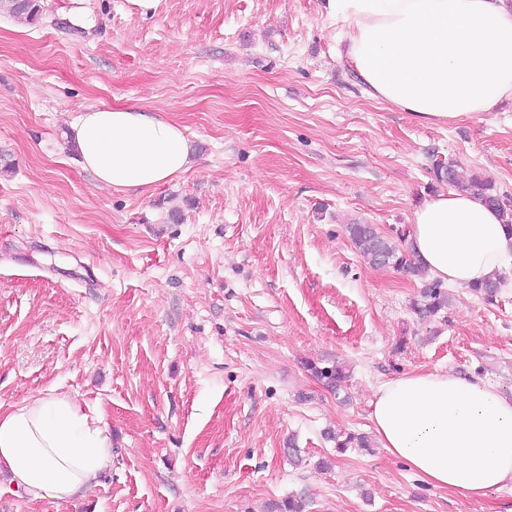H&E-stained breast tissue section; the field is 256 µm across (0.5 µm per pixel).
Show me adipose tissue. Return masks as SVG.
I'll return each mask as SVG.
<instances>
[{
    "mask_svg": "<svg viewBox=\"0 0 512 512\" xmlns=\"http://www.w3.org/2000/svg\"><path fill=\"white\" fill-rule=\"evenodd\" d=\"M369 95L417 120L452 124L512 97V0H328ZM70 141L99 186L147 191L189 169L182 128L139 105H88ZM408 243L429 274L471 287L512 268V229L476 195L450 191L412 215ZM386 451L434 487L472 497L512 484V395L474 377L406 373L369 414ZM112 462V435L63 394L0 410V473L35 500L82 497Z\"/></svg>",
    "mask_w": 512,
    "mask_h": 512,
    "instance_id": "obj_1",
    "label": "adipose tissue"
}]
</instances>
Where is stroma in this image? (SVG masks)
I'll use <instances>...</instances> for the list:
<instances>
[{
	"label": "stroma",
	"mask_w": 512,
	"mask_h": 512,
	"mask_svg": "<svg viewBox=\"0 0 512 512\" xmlns=\"http://www.w3.org/2000/svg\"><path fill=\"white\" fill-rule=\"evenodd\" d=\"M0 14V405L97 412L112 463L84 498L0 491V512H512L426 484L369 419L407 372L512 395V290L433 322L421 278L369 265L347 224L407 249L436 162L512 200V99L430 124L368 95L327 0H40ZM181 125L194 164L147 193L98 186L66 143L89 104ZM343 366L340 391L312 366ZM370 437L337 453L326 431ZM300 462H293L289 447ZM2 11L15 18L34 22L41 13V5L39 0H0V12Z\"/></svg>",
	"instance_id": "stroma-1"
}]
</instances>
